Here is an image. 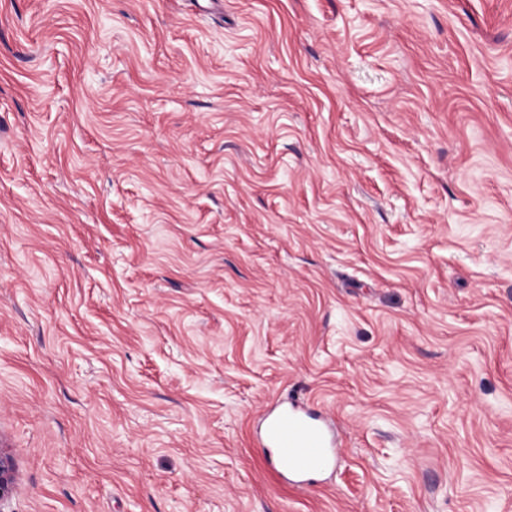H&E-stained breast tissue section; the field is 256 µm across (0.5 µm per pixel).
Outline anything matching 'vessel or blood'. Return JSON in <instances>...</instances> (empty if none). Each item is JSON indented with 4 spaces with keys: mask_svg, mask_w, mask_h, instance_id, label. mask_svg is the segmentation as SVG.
I'll list each match as a JSON object with an SVG mask.
<instances>
[{
    "mask_svg": "<svg viewBox=\"0 0 512 512\" xmlns=\"http://www.w3.org/2000/svg\"><path fill=\"white\" fill-rule=\"evenodd\" d=\"M261 444L270 450L272 467L294 478L328 472L339 446L326 415L293 401L266 413Z\"/></svg>",
    "mask_w": 512,
    "mask_h": 512,
    "instance_id": "b4317fda",
    "label": "vessel or blood"
}]
</instances>
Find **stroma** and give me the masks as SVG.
<instances>
[{"label":"stroma","mask_w":512,"mask_h":512,"mask_svg":"<svg viewBox=\"0 0 512 512\" xmlns=\"http://www.w3.org/2000/svg\"><path fill=\"white\" fill-rule=\"evenodd\" d=\"M0 448L5 512H512V0H0ZM261 445L283 477L324 474L336 462L339 442L321 411L296 402L278 403L264 416ZM16 484V466L13 454L0 448V510L12 495Z\"/></svg>","instance_id":"35a3bbf8"}]
</instances>
